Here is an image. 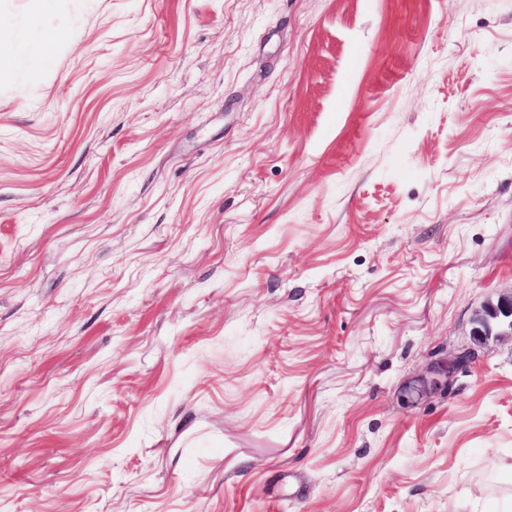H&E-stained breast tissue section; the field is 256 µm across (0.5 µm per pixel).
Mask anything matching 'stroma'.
I'll list each match as a JSON object with an SVG mask.
<instances>
[{
	"instance_id": "stroma-1",
	"label": "stroma",
	"mask_w": 512,
	"mask_h": 512,
	"mask_svg": "<svg viewBox=\"0 0 512 512\" xmlns=\"http://www.w3.org/2000/svg\"><path fill=\"white\" fill-rule=\"evenodd\" d=\"M0 51V512H512V0H0ZM484 313L477 319L480 327L475 328L476 336H485L490 332V320L498 318L509 319V325L512 329V293L509 296L501 297L496 304H488L484 308ZM474 352L467 350L453 358L438 359L429 368L427 376L420 380L423 391L448 392L454 374L474 358Z\"/></svg>"
}]
</instances>
